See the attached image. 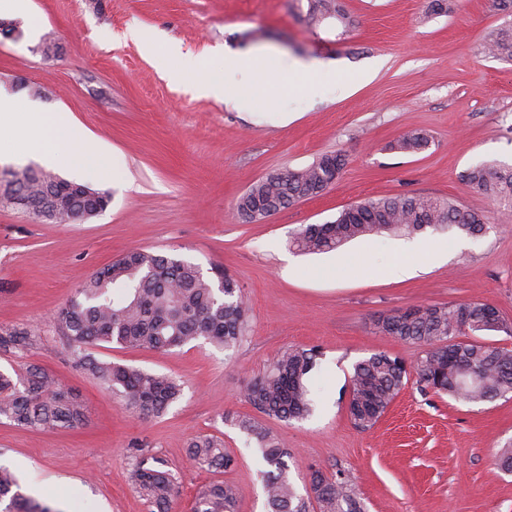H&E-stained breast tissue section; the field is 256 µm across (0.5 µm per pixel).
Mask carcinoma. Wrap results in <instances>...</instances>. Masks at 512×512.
I'll use <instances>...</instances> for the list:
<instances>
[{"label":"carcinoma","mask_w":512,"mask_h":512,"mask_svg":"<svg viewBox=\"0 0 512 512\" xmlns=\"http://www.w3.org/2000/svg\"><path fill=\"white\" fill-rule=\"evenodd\" d=\"M308 17L343 36L352 20L336 0H308ZM486 52L512 61V22L491 34ZM428 136L418 130L405 134L397 148L410 153L424 150ZM344 166L342 155H324L300 170H285L256 182L238 199L242 217L260 207L265 215L315 197L333 185ZM461 180L493 201L512 209V165L484 162L461 174ZM18 181L23 194L37 200L48 185L69 196L68 181L27 167ZM106 194L91 191L72 199L73 216L80 218L102 207ZM456 229L470 236L485 230L481 214L447 198L392 195L367 200L339 212L328 224H308L290 240L304 254L329 252L369 234H416ZM487 303L470 302L417 305L381 315L377 332L423 347L411 365L385 352L357 362L350 376L348 414L361 429L372 427L415 373L417 382L436 394L468 403L493 401L512 393V350L454 336L507 329L500 316L490 318ZM247 306L238 283L223 270L204 275L194 263L142 249L125 252L92 274L54 321L66 337L78 367L102 380L141 418L161 415L182 393L180 381L168 374L100 360L89 348L116 344L170 351L203 340L226 351L239 343ZM31 344L25 332L0 336L1 348L23 350ZM316 365L312 349L291 348L275 355L267 372L246 387V398L260 414L280 421L303 419L314 406L308 376ZM84 418L83 404L75 392L62 386L46 370L30 365L22 374L0 371V420L32 431L74 429ZM224 421L238 427L253 442L265 469L260 471L268 512H363L352 483L328 478L316 470L311 475L314 500L300 495L288 477L290 452L284 443L257 420L230 412ZM189 457L211 470L228 469L233 457L224 442L209 435L196 437ZM136 491L149 512H170L176 493L173 474L148 457L137 460L132 474ZM234 488L222 481L206 487L192 512H235ZM0 512H58L47 502L31 499L8 467L0 465Z\"/></svg>","instance_id":"cac0c4a2"}]
</instances>
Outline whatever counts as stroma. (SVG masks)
Segmentation results:
<instances>
[{"label":"stroma","instance_id":"1","mask_svg":"<svg viewBox=\"0 0 512 512\" xmlns=\"http://www.w3.org/2000/svg\"><path fill=\"white\" fill-rule=\"evenodd\" d=\"M346 35L309 29L298 0H25L0 10L20 21L0 35V91L68 112L112 155L111 177L85 178L111 202L88 220L38 222L0 201V335L26 331L23 352L0 350V369L44 368L84 400L77 429L33 432L0 422V464L25 491L57 512H147L132 472L139 455L163 461L191 512L211 482L232 484L236 512H266L263 464L225 412L254 416L247 384L274 355L313 348L311 416L267 420L290 452L291 482L310 496L312 471L348 477L366 512H512V473L496 454L512 443V394L465 404L407 383L377 424L350 420L354 365L385 351L414 361L421 349L376 332L377 316L415 305L483 302L512 325V211L465 184L482 162L512 165V61L487 55L504 18L492 0H342ZM149 35L153 52L132 39ZM57 46L44 57V37ZM192 57L200 80L224 76V54L258 57L262 92L233 100L197 95L157 64L168 48ZM324 62L320 72L308 63ZM378 66L376 77L361 72ZM412 130L419 153L396 150ZM344 169L320 196L256 222L238 198L272 172L298 170L326 154ZM399 193L449 197L487 218L471 237L457 231L374 234L341 248L301 254L300 227L333 221L360 202ZM139 248L232 275L248 303L242 340L231 351L197 341L167 353L98 346L97 358L168 373L182 396L160 417L142 419L101 381L75 368L54 316L94 272ZM422 270L394 276L402 264ZM221 439L232 469L198 468L188 446Z\"/></svg>","mask_w":512,"mask_h":512}]
</instances>
